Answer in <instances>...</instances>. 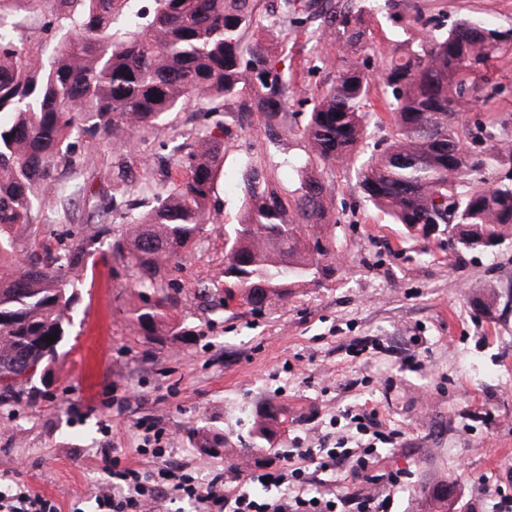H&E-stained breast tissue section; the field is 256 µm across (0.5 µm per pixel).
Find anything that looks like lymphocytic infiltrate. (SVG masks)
Listing matches in <instances>:
<instances>
[{
  "label": "lymphocytic infiltrate",
  "mask_w": 512,
  "mask_h": 512,
  "mask_svg": "<svg viewBox=\"0 0 512 512\" xmlns=\"http://www.w3.org/2000/svg\"><path fill=\"white\" fill-rule=\"evenodd\" d=\"M163 438L160 432L153 435L150 455L159 460L160 467L158 481L149 487L137 469L119 468L117 460L103 455L102 468L108 479L96 497L98 512H157L163 503L183 500L191 502L195 512H339V505L348 501L356 512H386L385 504L379 501L372 487L395 480L394 474L374 473L377 462L374 447L322 448L315 453H301L297 461L285 464L270 461L259 469L231 466V479L243 483L244 488L229 494L224 490L223 480L198 483L185 472L183 465L166 460ZM312 468L340 476L344 481L366 483L367 488L349 500L332 491L309 495L307 475ZM264 484L281 488V495L265 498L250 493V486Z\"/></svg>",
  "instance_id": "lymphocytic-infiltrate-1"
}]
</instances>
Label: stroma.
Wrapping results in <instances>:
<instances>
[{"instance_id": "35a3bbf8", "label": "stroma", "mask_w": 512, "mask_h": 512, "mask_svg": "<svg viewBox=\"0 0 512 512\" xmlns=\"http://www.w3.org/2000/svg\"><path fill=\"white\" fill-rule=\"evenodd\" d=\"M57 8L56 0H14L23 40L51 50ZM465 19L512 30V0H396L372 23L359 63L376 73L395 38ZM318 23L313 14L288 29L293 89L278 144L267 141L262 115L231 101L215 112L190 103L161 134L135 133L130 145L79 137L71 161L55 170L75 187L73 198L54 204L49 222L9 230L5 263L77 251L83 284L48 385L33 400L0 403V486L26 485L58 512H96L103 452L143 475L156 471V460L138 453L152 424L198 481L220 479L241 460L244 409L272 397L293 416L277 442L279 463L302 448L335 446L349 410L393 433L374 468L398 476L376 488L387 512H418L421 491L440 480L455 487L452 512H491L498 494L512 495V238L478 252L449 249L444 231L409 236L366 201L347 165L324 174L343 265L323 286L297 289L269 309L224 302V227L240 217V173L253 167L283 190L298 187L306 148L296 130L343 63L333 48V67L314 68ZM475 76L496 90V127L512 131V44ZM205 128L224 145L210 199L215 221L162 273L157 294L175 306L148 333L137 320L146 299L113 244L154 205L153 191L170 185L175 150L189 152ZM489 285L499 298L488 311ZM201 422L223 429L224 454L189 442L187 428Z\"/></svg>"}]
</instances>
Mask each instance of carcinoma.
<instances>
[{
    "mask_svg": "<svg viewBox=\"0 0 512 512\" xmlns=\"http://www.w3.org/2000/svg\"><path fill=\"white\" fill-rule=\"evenodd\" d=\"M0 0V227L35 224L52 200L69 189L54 175L69 157L72 138L84 134L130 141L140 129L158 130L168 115L195 99L236 100L242 112L267 119L273 143L285 131L291 76L280 67L278 47L245 42L252 29L277 34L300 20L314 0H281L271 18L257 14L256 0H153L115 26L128 0H57L59 37L51 54L17 38L20 23ZM370 22L362 10L324 14L319 40L336 44L345 65L315 101L300 136L307 157L299 187L285 192L260 171L240 174L241 217L224 225V303L239 297L261 311L300 286L316 285L335 269L328 228L333 198L323 173L348 165L361 148L373 117L370 76L355 55ZM512 31L462 20L441 32L395 41L380 67L392 115L385 149L357 170L367 200L408 234L430 235L437 222L448 245L490 251L512 237V178L489 182L482 175L512 167V134L478 142L463 108L481 96L470 63L485 62ZM224 152L211 136L196 135L193 150L176 168L186 174L155 192L153 208L132 219L113 245L132 271L134 287L156 290L159 273L181 258L209 207ZM76 253L31 259L18 270L0 263V402L19 401L17 379L32 366L55 360L80 300ZM172 300L147 304L137 319L149 329ZM57 335L50 343L47 336ZM241 452L255 460L275 447L288 426V408L267 399L246 415ZM197 448L214 455L228 445L208 423L188 430ZM446 481L429 487L427 512H449Z\"/></svg>",
    "mask_w": 512,
    "mask_h": 512,
    "instance_id": "1",
    "label": "carcinoma"
}]
</instances>
